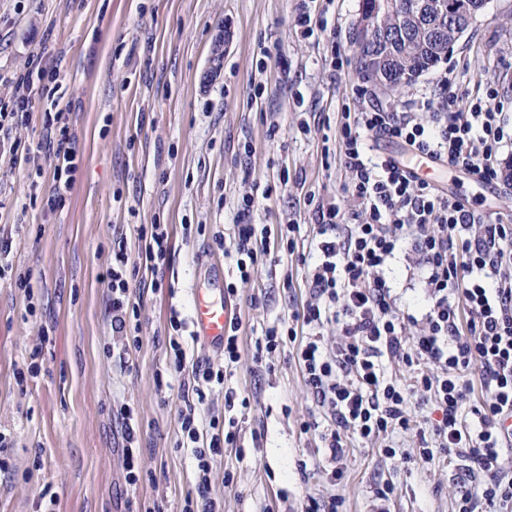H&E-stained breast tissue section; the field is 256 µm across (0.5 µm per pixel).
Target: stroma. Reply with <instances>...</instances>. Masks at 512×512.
Returning <instances> with one entry per match:
<instances>
[{
  "label": "stroma",
  "instance_id": "obj_1",
  "mask_svg": "<svg viewBox=\"0 0 512 512\" xmlns=\"http://www.w3.org/2000/svg\"><path fill=\"white\" fill-rule=\"evenodd\" d=\"M360 9L361 0H0V107L15 95L13 76L44 52L60 72L59 108L81 163L65 208L51 210V173L31 189L9 150L18 143L47 157L42 102L0 132V239L11 241L13 268L30 272L33 286L28 295L0 278V433L11 463L0 473V512H182L195 492V460L178 445L183 377L168 371L169 317L176 310L192 319L198 298H221L222 282L207 276L212 260L232 281L211 236L232 235L246 196L254 223L274 233L297 225L296 252H277V265H260L233 296L238 363L225 367L220 348L182 338L187 361L225 370L223 384L203 387L202 423L223 417L225 390L250 399L238 414L242 449L223 448L211 462L212 497L224 512H300L336 494L339 512H371L376 489L389 483L387 512H452L466 482L463 461L421 462L409 431L393 436L392 458L381 442H352L334 479L317 431L302 429L331 419L295 348L285 342L264 366L253 361L265 328L310 299L299 256L316 253L318 239L305 197L350 201L338 139L343 107L395 105L427 125L432 112L418 99L449 76L466 92L459 107L492 86L512 114V0H489L447 56L400 93L372 86L363 97L351 45ZM304 11L326 17V30L303 38ZM335 47L340 70L330 64ZM428 177L475 213L512 215L511 179L486 187L446 165ZM140 224L169 225L172 253L162 288L138 299L141 343L123 362L112 352L118 338L103 276L113 237L126 235L137 253ZM386 277L397 309L423 319L429 304L413 243ZM36 348L40 374L17 384L16 367ZM160 371L170 382L162 393ZM126 404L138 411L144 479L135 488L124 481L113 416Z\"/></svg>",
  "mask_w": 512,
  "mask_h": 512
}]
</instances>
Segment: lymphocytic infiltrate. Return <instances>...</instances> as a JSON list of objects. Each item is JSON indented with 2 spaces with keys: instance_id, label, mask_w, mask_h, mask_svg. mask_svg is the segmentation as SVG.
I'll list each match as a JSON object with an SVG mask.
<instances>
[{
  "instance_id": "1",
  "label": "lymphocytic infiltrate",
  "mask_w": 512,
  "mask_h": 512,
  "mask_svg": "<svg viewBox=\"0 0 512 512\" xmlns=\"http://www.w3.org/2000/svg\"><path fill=\"white\" fill-rule=\"evenodd\" d=\"M54 71L34 64L16 79L13 111H26L33 98L50 96ZM434 126L417 122L413 113L384 108L344 110L338 132L344 164L352 175L354 204L349 214L336 205H316L319 259L309 274L311 300L298 322L269 327L257 341L253 360L289 340L297 345L298 363L317 401L327 406L333 422L319 434L331 462L345 455V434L371 442L417 429L409 413L415 396L433 400L441 413L433 423L432 441L423 442L419 458L433 463L441 457L469 463V489L454 512H512V433L503 430L512 416V224L486 220L454 195L416 176L404 165L374 154V138L395 139L418 156L446 162L476 182L501 180L498 156L512 144V121L498 93L458 106L459 90L450 77L440 82ZM12 111V112H13ZM48 156L52 170V206H64L79 170L74 141L63 112H47ZM251 199L237 213L232 237L215 232L212 245L234 260L235 279L225 291L235 295L269 256L265 238L251 221ZM140 250L130 258L127 241H112V263L104 280L112 308V330L120 337V354L138 348L140 327L133 323L137 306L133 288L162 286L160 270L171 258V231L166 224L136 229ZM415 240L424 273L429 312L416 335L406 336L405 318L391 296L385 271L405 236ZM336 324L340 336L334 354H327L320 329ZM169 348L175 372L187 373L177 411L181 447L196 463V496L185 512H224L222 501L209 495L210 458L223 448L239 447L235 408H248V398L224 393L229 416L201 427L195 397L205 383H223V370L209 361L187 363L181 337L187 327L180 312L169 318ZM410 371L405 381L387 377L385 360ZM480 364L481 387L487 399L471 402L473 385L465 376Z\"/></svg>"
}]
</instances>
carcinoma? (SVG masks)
<instances>
[{"instance_id": "cac0c4a2", "label": "carcinoma", "mask_w": 512, "mask_h": 512, "mask_svg": "<svg viewBox=\"0 0 512 512\" xmlns=\"http://www.w3.org/2000/svg\"><path fill=\"white\" fill-rule=\"evenodd\" d=\"M401 0H362L364 12L384 13L382 32L384 43L369 67L360 70L361 78L385 92H396L401 88L403 74L411 71L422 74L435 67L448 51V41L454 35L448 28V36L438 42L430 39L424 27L406 29L394 5Z\"/></svg>"}]
</instances>
